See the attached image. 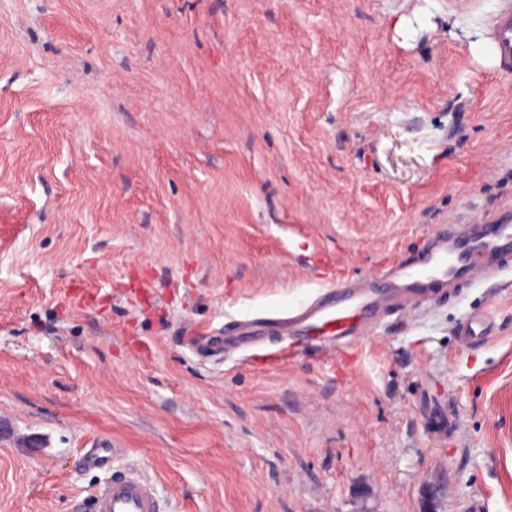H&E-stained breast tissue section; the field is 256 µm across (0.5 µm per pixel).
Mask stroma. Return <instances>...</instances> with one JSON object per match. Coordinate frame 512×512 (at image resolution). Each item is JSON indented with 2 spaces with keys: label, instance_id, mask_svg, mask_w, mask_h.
Instances as JSON below:
<instances>
[{
  "label": "stroma",
  "instance_id": "35a3bbf8",
  "mask_svg": "<svg viewBox=\"0 0 512 512\" xmlns=\"http://www.w3.org/2000/svg\"><path fill=\"white\" fill-rule=\"evenodd\" d=\"M501 3L0 0V512H512V288L205 352L512 202ZM494 332V320L490 313L471 317L461 330V336L465 341H473L482 337L492 336ZM93 512H161L154 488L133 470L116 471L95 493Z\"/></svg>",
  "mask_w": 512,
  "mask_h": 512
}]
</instances>
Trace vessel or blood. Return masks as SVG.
Here are the masks:
<instances>
[{
	"label": "vessel or blood",
	"mask_w": 512,
	"mask_h": 512,
	"mask_svg": "<svg viewBox=\"0 0 512 512\" xmlns=\"http://www.w3.org/2000/svg\"><path fill=\"white\" fill-rule=\"evenodd\" d=\"M495 48L504 72H512V6L492 18ZM512 257V205L483 220L478 231L464 224H445L413 257L386 271L325 286L319 298L281 318L278 329L315 347L351 344L390 312L417 307L446 288L499 276L503 260ZM494 320L471 317L461 330L464 340L492 335ZM92 512H161L151 486L133 470L114 472L95 493Z\"/></svg>",
	"instance_id": "obj_1"
}]
</instances>
